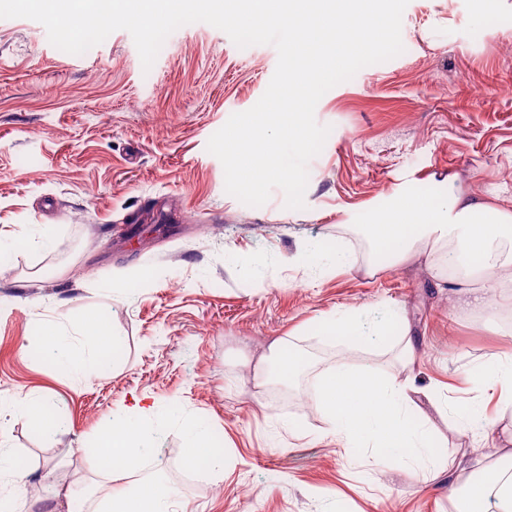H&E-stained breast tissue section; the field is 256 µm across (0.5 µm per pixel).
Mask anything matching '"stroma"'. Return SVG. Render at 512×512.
<instances>
[{
	"label": "stroma",
	"mask_w": 512,
	"mask_h": 512,
	"mask_svg": "<svg viewBox=\"0 0 512 512\" xmlns=\"http://www.w3.org/2000/svg\"><path fill=\"white\" fill-rule=\"evenodd\" d=\"M401 36L402 54L319 100L315 118L331 132L293 210L278 188L260 207L227 194L206 149L264 94L274 46L241 49L196 22L146 71L127 31L74 55L39 22L0 19V249L10 254L0 263V441L30 459L33 483L15 512L54 504L65 490L57 471L88 472L85 448L137 402L164 420L142 472L173 485L185 512H456L449 463H499L479 428L428 405L436 478L312 440L327 421L293 410L324 369L315 350L450 405L490 407L495 395L469 371L512 355L511 305L459 311L440 264L368 265L357 230L419 194L453 190L512 210V97L496 92L512 82V0H409ZM132 217L143 229L129 240ZM45 226L51 250L39 244ZM339 248L348 264L326 266ZM397 311L420 343L406 369L378 333ZM346 313L371 341L326 337L325 320ZM87 318L118 337L120 353L79 375L46 333ZM279 343L307 357L289 382L271 367ZM33 398L53 405L54 427L21 412ZM201 421L221 439L223 476L188 472L172 454Z\"/></svg>",
	"instance_id": "1"
}]
</instances>
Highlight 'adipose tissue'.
<instances>
[{
    "label": "adipose tissue",
    "instance_id": "ef3b65f1",
    "mask_svg": "<svg viewBox=\"0 0 512 512\" xmlns=\"http://www.w3.org/2000/svg\"><path fill=\"white\" fill-rule=\"evenodd\" d=\"M512 238V212L478 197L451 193L433 200L414 197L386 210L380 224L373 227L376 246L390 250L403 263L414 264L426 252L449 247L458 250L472 280L456 289L460 308H487L490 288L502 274L512 273V253H495L499 239ZM110 340L107 331L87 334L84 325L75 333L53 334L52 345L75 372L88 371ZM471 379L476 387H495L502 409L512 408V358H497L490 365L475 370ZM313 401L318 410L346 446L369 448L381 458L397 457L411 463L434 460L435 441L424 420L415 413L418 405L407 385L379 371L361 367L339 366L322 372ZM461 427H482L485 446L506 450L508 461L492 478L467 473L464 464H456L454 479L463 489L461 512H487L489 501H496L499 512H512V431L486 423L481 406L469 402L455 407ZM155 430V423L145 410L113 421L96 440L90 453L98 472L107 481L119 483L97 504L99 512H178L176 494L165 481L142 475L144 440ZM183 466L214 476L224 473V455L211 445L209 430L189 424L184 433Z\"/></svg>",
    "mask_w": 512,
    "mask_h": 512
}]
</instances>
